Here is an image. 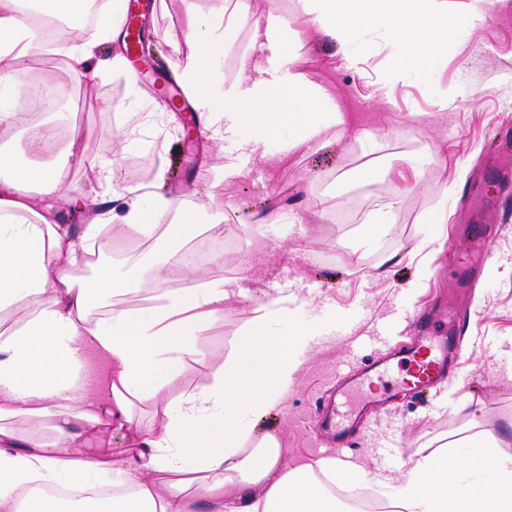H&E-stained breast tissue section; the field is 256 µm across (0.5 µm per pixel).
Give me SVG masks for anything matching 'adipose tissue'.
Wrapping results in <instances>:
<instances>
[{
    "label": "adipose tissue",
    "mask_w": 512,
    "mask_h": 512,
    "mask_svg": "<svg viewBox=\"0 0 512 512\" xmlns=\"http://www.w3.org/2000/svg\"><path fill=\"white\" fill-rule=\"evenodd\" d=\"M83 2L0 0V81L17 80L21 61L41 48L31 11L68 18ZM303 2L307 25L350 64L358 62L363 33L384 30L400 38L405 63L389 72L392 80L406 66L431 63L449 36L484 14L483 0ZM123 7V0H113L101 10L96 37H82L72 25L61 33L75 76L125 70L122 54L98 56L101 40L122 39ZM277 11L270 6L263 23L237 9L229 13L227 27H250L263 57L242 59V78L213 99L202 120L219 134L248 130L244 146L250 150L289 125V153L321 143L323 133L343 126L345 118L325 88L295 67ZM208 29V17L191 14L192 49L178 79L193 100L206 90L207 63L217 50ZM88 166L102 177L111 204L72 238L53 221L60 194L56 170L23 165L0 152V313L26 309L23 323L0 328V512H195L202 501L215 512H341L321 479L360 483L367 479L363 468L330 457L291 468L276 434L253 435L257 420L281 404L312 348V334L290 324L292 298L263 305L213 377L195 390L182 389L184 353L224 315L223 283L204 280V266L196 265L184 287L163 303L136 312L116 305L95 319L92 311L126 284L105 267L89 279L73 269L79 256L108 245L106 227L112 223L134 235H158L170 263L179 261L180 243L204 228L190 212L157 227L175 209L173 199L117 186L116 161L92 160ZM89 348L111 367L99 398L88 392ZM145 403L162 408L160 427L138 419ZM468 422L479 457L418 450L399 476L379 479L387 512H512V452L480 431L476 414ZM115 428L138 440L136 454L91 459L77 451L79 435ZM103 477L112 480L111 498L89 499L78 508L46 493L55 486H92Z\"/></svg>",
    "instance_id": "1"
}]
</instances>
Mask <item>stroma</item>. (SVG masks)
Wrapping results in <instances>:
<instances>
[{
	"mask_svg": "<svg viewBox=\"0 0 512 512\" xmlns=\"http://www.w3.org/2000/svg\"><path fill=\"white\" fill-rule=\"evenodd\" d=\"M192 9L209 15L208 35L222 46L205 75L211 92L222 93L241 78L242 57L260 53L248 29L225 32L219 0H160L144 24L146 65L136 81L112 71L76 79L55 43L24 60L25 78L39 76L69 94L27 126H0V150L25 162L32 158L31 129L48 123L62 131L52 153L63 188L55 221L71 234H81L104 206L106 188L87 162L107 158L120 163L127 182L148 184L165 173L179 212L207 224L209 241L223 242L206 276L228 292L224 316L186 355L184 388L213 376L257 307L294 299L295 325L316 340L281 405L255 427L279 437L289 465L335 456L389 473L435 438L458 439L467 409L482 430L499 432L512 420V179L495 161L500 141L512 140V0H486L483 23L461 27L435 61L395 83L386 75L401 53L396 36L367 39L353 66L337 46L302 27L301 0H282L280 17L301 33L296 67L328 90L348 126L343 134L327 130L323 148L287 155L289 128L260 155L201 126L185 145L191 115L174 109V63L190 50ZM436 144L440 160L411 171L408 158ZM228 163L239 176L225 178ZM218 206L228 222H211ZM380 209L388 213L387 232L375 249L358 248L359 226ZM266 212L284 219L260 223ZM461 224L487 226L496 243L463 298L448 266V245ZM110 231L113 249L100 263L130 286L116 303L137 309L168 293L170 279L154 277L165 258L156 240L130 236L121 224ZM394 251L402 263L381 265L382 254ZM436 304L463 310L465 357L420 399L398 387V358L369 338L383 329L406 341L416 313ZM376 358L383 365L373 386L387 388L386 402L336 447L323 439L319 413L336 403L358 365Z\"/></svg>",
	"mask_w": 512,
	"mask_h": 512,
	"instance_id": "35a3bbf8",
	"label": "stroma"
}]
</instances>
